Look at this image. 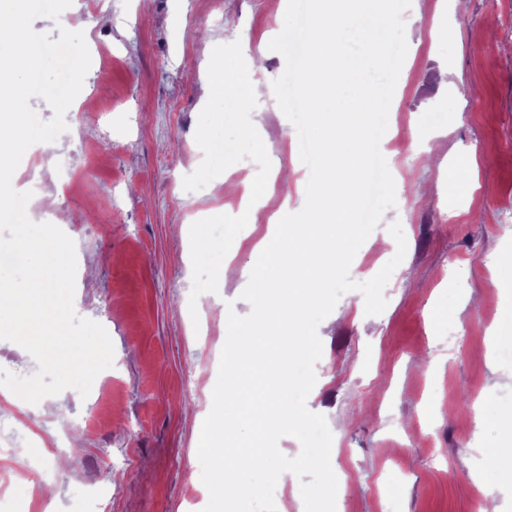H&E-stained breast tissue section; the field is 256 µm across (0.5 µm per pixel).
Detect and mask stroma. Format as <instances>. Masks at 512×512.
Returning a JSON list of instances; mask_svg holds the SVG:
<instances>
[{
  "instance_id": "stroma-1",
  "label": "stroma",
  "mask_w": 512,
  "mask_h": 512,
  "mask_svg": "<svg viewBox=\"0 0 512 512\" xmlns=\"http://www.w3.org/2000/svg\"><path fill=\"white\" fill-rule=\"evenodd\" d=\"M287 0H73L70 30L91 56L72 104L64 148L23 156L13 186L37 183L55 200L29 217L73 239L74 308L104 326L111 370L88 396L68 388L25 411L0 412V486L25 481L39 498L0 512H202L204 489L192 415L211 410L224 346L220 312L229 285L191 299V225L223 208L235 215L240 172L255 157L239 138L232 88L262 58L266 81L285 59L268 48ZM407 55L385 149L398 184L350 276H374L395 254L375 238L401 222L402 268L383 290L382 314L352 291L319 326L323 354L307 398L333 434L336 512H512V461L488 464L512 441V0H411ZM225 59L223 87L207 84ZM272 135L268 167L295 169L274 182L255 224L230 249L247 264L267 219L297 196L309 170L295 126L261 92ZM443 136L436 164L405 150L411 130ZM223 136L224 164L200 144ZM461 171L448 181V168Z\"/></svg>"
}]
</instances>
